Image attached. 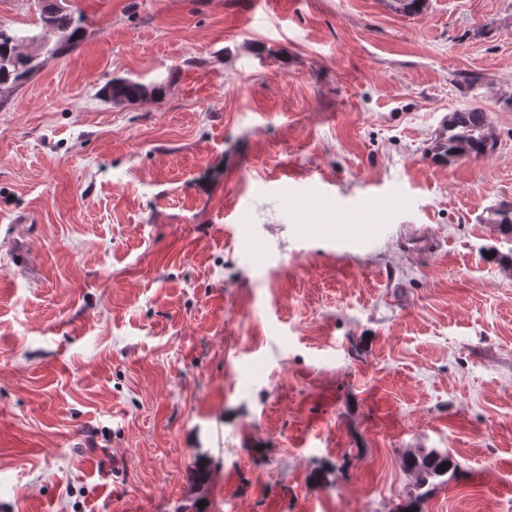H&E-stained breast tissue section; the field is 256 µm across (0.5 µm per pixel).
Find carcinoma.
<instances>
[{
	"instance_id": "obj_1",
	"label": "carcinoma",
	"mask_w": 512,
	"mask_h": 512,
	"mask_svg": "<svg viewBox=\"0 0 512 512\" xmlns=\"http://www.w3.org/2000/svg\"><path fill=\"white\" fill-rule=\"evenodd\" d=\"M83 22L84 12L75 6L56 13L40 10L41 28L57 35L53 44L43 47L45 60L59 58L76 47L82 36ZM39 38L40 35L31 29L0 28V86L21 85L37 71V66L30 62L28 55L20 51V43ZM145 92L146 86L137 81L116 80L109 88L108 98L121 104L140 98ZM494 144L495 132L489 119L480 108L473 107L450 114L431 152L433 158L442 161L471 156L478 158L487 154ZM445 462L448 466L443 471L439 470ZM405 467L417 473V487L422 489L419 493L421 497L428 494L425 487L431 480L458 470V464L448 453L435 449L406 458Z\"/></svg>"
}]
</instances>
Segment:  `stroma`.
Wrapping results in <instances>:
<instances>
[{"instance_id": "35a3bbf8", "label": "stroma", "mask_w": 512, "mask_h": 512, "mask_svg": "<svg viewBox=\"0 0 512 512\" xmlns=\"http://www.w3.org/2000/svg\"><path fill=\"white\" fill-rule=\"evenodd\" d=\"M76 4L0 88V512H512V0ZM68 4L69 1L67 0H48L44 1V7L48 10L61 11L51 13L43 8L40 9L39 24L41 29L50 30L57 35V39L52 45L46 44L43 47L44 61L62 57L80 42L85 15L76 6L63 10ZM146 92V86L133 80L113 81L108 92V98L122 104L142 97ZM495 132L485 112L478 107L452 112L431 148L433 158L481 157L495 144ZM447 462L448 466L444 471L439 467ZM405 467L418 475L417 487L423 489L429 486L430 480L443 477L450 473V477L458 470V464L448 455L435 449H430L418 456H411L405 459Z\"/></svg>"}]
</instances>
